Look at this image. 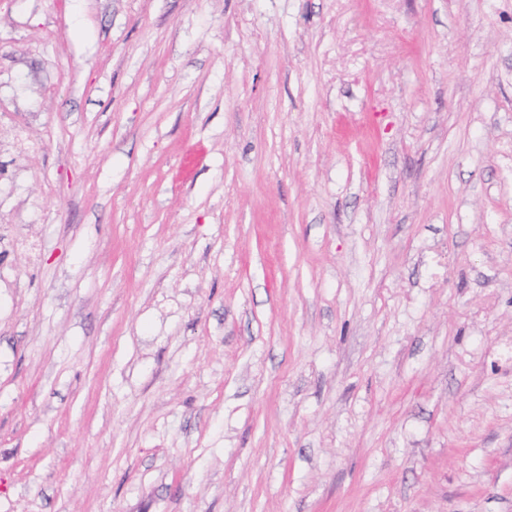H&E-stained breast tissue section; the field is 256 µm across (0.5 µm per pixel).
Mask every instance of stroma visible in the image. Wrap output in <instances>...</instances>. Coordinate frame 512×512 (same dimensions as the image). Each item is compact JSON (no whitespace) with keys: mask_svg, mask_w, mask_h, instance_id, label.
<instances>
[{"mask_svg":"<svg viewBox=\"0 0 512 512\" xmlns=\"http://www.w3.org/2000/svg\"><path fill=\"white\" fill-rule=\"evenodd\" d=\"M0 512H512V0H0Z\"/></svg>","mask_w":512,"mask_h":512,"instance_id":"obj_1","label":"stroma"}]
</instances>
